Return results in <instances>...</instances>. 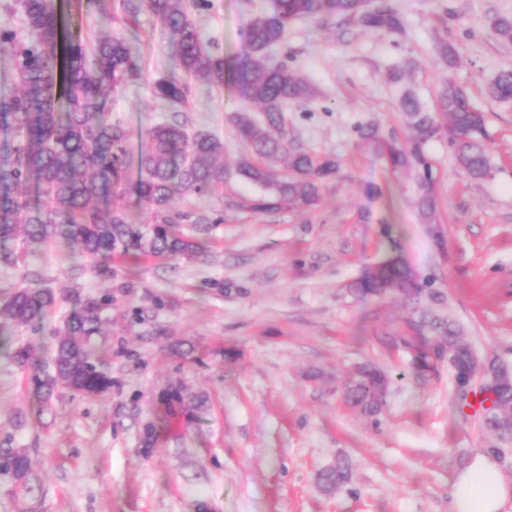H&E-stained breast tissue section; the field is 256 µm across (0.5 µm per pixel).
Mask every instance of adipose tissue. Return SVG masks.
Returning <instances> with one entry per match:
<instances>
[{
  "instance_id": "1",
  "label": "adipose tissue",
  "mask_w": 512,
  "mask_h": 512,
  "mask_svg": "<svg viewBox=\"0 0 512 512\" xmlns=\"http://www.w3.org/2000/svg\"><path fill=\"white\" fill-rule=\"evenodd\" d=\"M511 495L500 479L496 461L480 454L454 480L450 512H501Z\"/></svg>"
}]
</instances>
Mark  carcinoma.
<instances>
[{"mask_svg": "<svg viewBox=\"0 0 512 512\" xmlns=\"http://www.w3.org/2000/svg\"><path fill=\"white\" fill-rule=\"evenodd\" d=\"M25 24L34 35L28 44L14 42L9 22L0 20V48L11 52L18 89L0 97V128L11 136L0 141V242L23 240L30 245L71 242L80 244L84 257L96 262L120 255L137 258L192 256L205 241L177 231L181 216L169 210L176 193L213 197L224 188V141L206 130L189 131L177 119L149 129L147 145L133 156L130 134L112 120V91L139 79L141 55L126 39L117 36L89 39L68 26L58 0H17ZM212 0H122L121 19L132 23L147 9L156 15L171 36L175 69L152 83L154 97L166 102L173 114L187 111L192 94L190 75L209 84L232 87L245 102L261 106L271 127L280 128L283 112L292 103L313 98L314 90L284 62L266 60L280 44L291 24L315 17L323 24L341 27L401 30L399 14L385 4L369 10L365 0H274L269 12L252 17L241 31L242 52L228 58L204 41L193 12L208 10ZM69 11L93 10L100 20L116 22L112 0H67ZM502 103H512V69L502 70L490 87ZM401 111L411 119V136L402 144L383 135L373 125H361L358 135L375 148L394 169L420 171L418 214L422 223L435 224L438 200L432 165L424 146L434 137L448 138L459 166L473 179L483 180L491 164L483 144L484 116L472 104L465 88L453 80L441 89L436 111L427 112L419 101L406 95ZM237 134L260 159L246 162L239 175L264 187L251 208H270L301 203L313 206L319 184L336 173V161L305 150L292 149L283 138L262 131L246 114L236 116ZM288 157L292 174L278 178L272 162ZM137 158V178H130L132 158ZM116 190L131 194L138 205L149 208L151 222L136 224L129 207L112 202L99 205ZM397 292L415 305L425 294V284L408 263L389 257L367 266L355 283L363 297ZM54 302V292L43 286L38 273L15 289L0 317L18 325L42 321ZM110 297L89 296L73 307L53 350V371L39 370L32 377L34 389L48 401L63 385L88 394H104L112 377L94 359L91 339L99 329ZM411 334L401 337L413 355L416 373L425 375L443 360V349L455 352L454 372L458 387L489 394L490 414L484 425L505 442L512 437V379L501 376L493 383L477 382L465 373L475 352L451 322L424 316L410 322ZM21 366H39L36 349L22 346L12 353ZM388 375L377 368H363L346 386V401L365 414L383 408ZM0 473L29 482L30 462L21 450L0 453ZM349 464L338 462L321 475L331 489L345 483Z\"/></svg>", "mask_w": 512, "mask_h": 512, "instance_id": "cac0c4a2", "label": "carcinoma"}]
</instances>
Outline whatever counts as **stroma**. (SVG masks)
Instances as JSON below:
<instances>
[{
  "mask_svg": "<svg viewBox=\"0 0 512 512\" xmlns=\"http://www.w3.org/2000/svg\"><path fill=\"white\" fill-rule=\"evenodd\" d=\"M385 2L403 31L302 19L270 53L317 89L288 107L282 129L289 144L337 161L315 205L247 208L262 189L237 173L252 154L232 117L243 109L261 126L264 114L231 88L196 80L190 127L223 139L224 190L175 197L171 209L184 231L211 223L207 251L115 257L100 274L75 271L73 249L13 244L19 259L0 264V306L33 268L56 300L42 327H0V448L24 450L33 477L26 489L0 473V512H448L456 474L499 439L480 406L460 403L447 363L414 378L398 338L420 310L454 321L481 356L512 369V106L489 92L512 69V43L493 27L512 16V0ZM271 3L214 0L195 20L228 57L241 50L247 20ZM71 23L138 46L143 77L113 92L112 117L140 147L171 115L150 87L172 66L170 35L147 10L129 26H104L93 13ZM442 40L456 51L454 66L437 57ZM450 77L485 115L493 170L472 179L447 139L426 144L439 249L418 217L415 172L392 171L356 129L373 124L405 140L403 92L431 110ZM388 255L427 282L432 296L419 308L394 294H353L365 266ZM104 294L112 307L94 343L111 391L62 388L42 402L12 352L49 349L76 296ZM367 363L392 377L372 416L343 401L345 381ZM340 460L349 479L326 490L319 474Z\"/></svg>",
  "mask_w": 512,
  "mask_h": 512,
  "instance_id": "35a3bbf8",
  "label": "stroma"
}]
</instances>
